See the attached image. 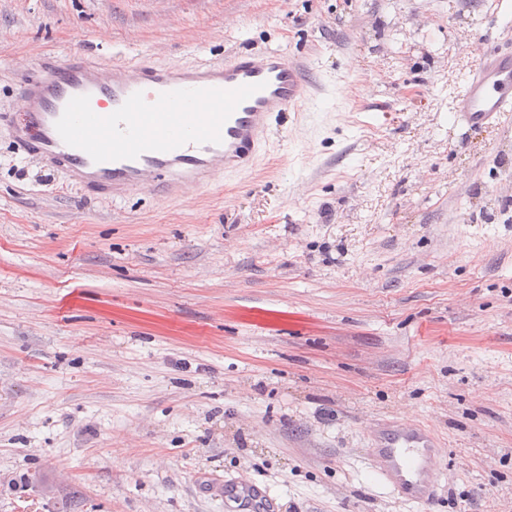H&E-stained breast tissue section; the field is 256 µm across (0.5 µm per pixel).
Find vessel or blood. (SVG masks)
<instances>
[{
    "label": "vessel or blood",
    "mask_w": 512,
    "mask_h": 512,
    "mask_svg": "<svg viewBox=\"0 0 512 512\" xmlns=\"http://www.w3.org/2000/svg\"><path fill=\"white\" fill-rule=\"evenodd\" d=\"M303 71L277 49L221 63L141 59L109 68L77 54L32 70L20 86L24 111L10 124L20 150L99 199L115 203L143 190L177 198L220 174L254 171L272 122L314 98ZM510 114L512 49L483 51L453 102V120L482 128ZM366 454L375 477L405 501L437 499L449 454L428 425L384 420ZM210 491L231 512L277 510L269 490L250 480L214 481Z\"/></svg>",
    "instance_id": "1"
}]
</instances>
